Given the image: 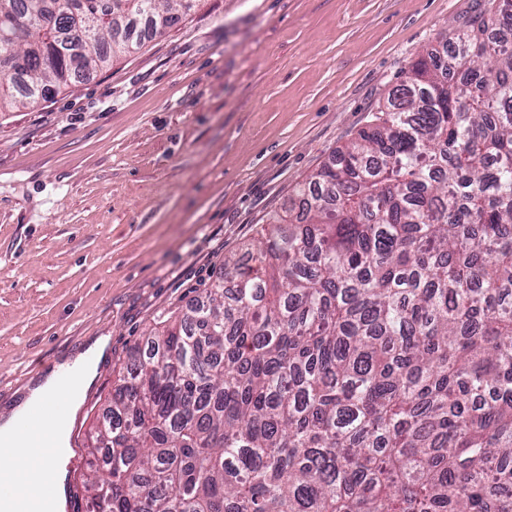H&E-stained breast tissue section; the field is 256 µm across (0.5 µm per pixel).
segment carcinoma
<instances>
[{
    "mask_svg": "<svg viewBox=\"0 0 512 512\" xmlns=\"http://www.w3.org/2000/svg\"><path fill=\"white\" fill-rule=\"evenodd\" d=\"M182 2L0 0V112ZM510 36L484 0L418 55L300 212L135 353L73 488L88 512H512Z\"/></svg>",
    "mask_w": 512,
    "mask_h": 512,
    "instance_id": "carcinoma-1",
    "label": "carcinoma"
}]
</instances>
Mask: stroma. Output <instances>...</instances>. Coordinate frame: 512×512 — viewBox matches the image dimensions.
Wrapping results in <instances>:
<instances>
[{
	"label": "stroma",
	"mask_w": 512,
	"mask_h": 512,
	"mask_svg": "<svg viewBox=\"0 0 512 512\" xmlns=\"http://www.w3.org/2000/svg\"><path fill=\"white\" fill-rule=\"evenodd\" d=\"M477 0H198L132 55L0 112V417L109 347L89 430L152 330L244 257Z\"/></svg>",
	"instance_id": "obj_1"
}]
</instances>
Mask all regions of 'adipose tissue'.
I'll return each mask as SVG.
<instances>
[{"label":"adipose tissue","mask_w":512,"mask_h":512,"mask_svg":"<svg viewBox=\"0 0 512 512\" xmlns=\"http://www.w3.org/2000/svg\"><path fill=\"white\" fill-rule=\"evenodd\" d=\"M108 347L107 337H97L85 352L74 360L60 364L39 379L29 382L27 393L12 414L0 419V512H13L11 491L32 488L35 512H62L64 506V456L67 445L65 419H55L51 436L54 450L43 463L42 476H27L18 455L19 449L30 447L31 437L22 431L20 420L40 403L59 400L68 409H77L96 379V367Z\"/></svg>","instance_id":"1"}]
</instances>
